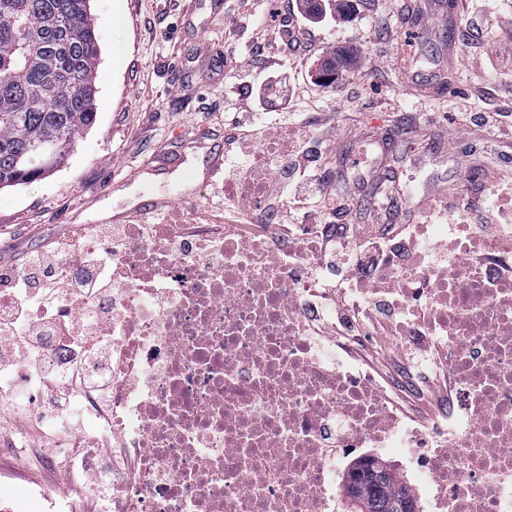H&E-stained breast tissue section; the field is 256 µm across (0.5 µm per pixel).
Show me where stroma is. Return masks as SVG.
Here are the masks:
<instances>
[{
	"instance_id": "obj_1",
	"label": "stroma",
	"mask_w": 512,
	"mask_h": 512,
	"mask_svg": "<svg viewBox=\"0 0 512 512\" xmlns=\"http://www.w3.org/2000/svg\"><path fill=\"white\" fill-rule=\"evenodd\" d=\"M400 0H353L347 22L321 18L313 27L317 47L362 44L391 70L381 91L361 84L327 86L320 81V57L302 62L317 82L308 91L325 109L366 98L347 112L335 171L346 181L360 178L372 162L373 132L388 134L384 162L395 168L413 196L467 185L492 168L512 178V159L482 151L478 139L449 149L448 138L462 132L456 95L447 91L414 96L397 83L392 70L411 61L419 76L445 71L449 83L472 97L471 111L512 113V66L483 72L476 65L451 68L448 47L479 10L512 14V0H445L448 19L424 21L408 34V46L392 48L382 25L394 19ZM263 0H90V18L99 35L96 69V120L83 132L65 163L40 180L0 189V263L21 262L35 248L54 245L82 224H120L168 208L179 218L186 204L198 206L205 224L224 221V145L231 129L224 104L240 90L218 73L217 56L233 49L252 57L254 71L263 60L252 55L245 34ZM232 33H225L226 23ZM427 113L448 116L446 132L424 125ZM428 145L413 162L405 142ZM6 464L11 482L0 486V512H26L28 488L56 487L46 468L24 465L15 456Z\"/></svg>"
}]
</instances>
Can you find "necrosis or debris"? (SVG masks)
<instances>
[{"label":"necrosis or debris","mask_w":512,"mask_h":512,"mask_svg":"<svg viewBox=\"0 0 512 512\" xmlns=\"http://www.w3.org/2000/svg\"><path fill=\"white\" fill-rule=\"evenodd\" d=\"M178 230L156 225L112 268L125 291L112 307V512H341V461L364 448L405 459L431 512H512V237L474 236L461 249L482 261L436 274L393 242L447 335L453 441L434 453L367 373L314 352L304 270L284 265L277 224L223 225L215 261L188 239L165 245ZM160 285L170 301L156 313L143 297Z\"/></svg>","instance_id":"obj_1"}]
</instances>
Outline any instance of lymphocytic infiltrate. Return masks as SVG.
I'll use <instances>...</instances> for the list:
<instances>
[{"label": "lymphocytic infiltrate", "instance_id": "obj_1", "mask_svg": "<svg viewBox=\"0 0 512 512\" xmlns=\"http://www.w3.org/2000/svg\"><path fill=\"white\" fill-rule=\"evenodd\" d=\"M316 11L304 0H292L281 10L267 0L253 21L252 38L258 51L273 49L266 58L263 78L228 108L225 121L234 134L227 154L237 176L260 168L267 172L264 206L281 224H332L336 235L313 239L294 237V246L283 256L286 262L302 263L321 293L322 310L335 314V339L364 332L356 353L362 364L378 378L391 368L408 364L424 370L429 389L448 384L440 360L441 339L401 337L411 311L404 294L397 290L390 273L397 267L390 250L391 237L421 240L424 227L457 206L456 193L432 192L416 207L402 205L396 177L388 168L374 167L367 176L347 188L336 183L331 160L341 131V118L334 112H301V87L297 80H284L282 55L311 52L308 39ZM336 60V79L375 85L383 68L361 45L331 48ZM289 83L281 99L282 117L267 121L257 116L259 107L282 83ZM272 152H264L266 144ZM495 197L482 186L468 188V223L476 233L503 237L512 235V217L500 198L512 195V181L498 178ZM366 198L381 223L370 238L360 236L353 223L358 198ZM231 215H253L256 208L245 194L224 198ZM80 249L45 246L28 252L15 265H0V283L8 301L0 306V442L17 449L27 463L49 464L65 475L70 494L95 486L96 505L107 512L112 506V423L105 414L112 408L111 373L92 374L86 358L111 362L112 301L122 298V287L112 283V265L128 248L130 236L123 224H91ZM391 295L397 317L383 315L373 297ZM391 333L392 350L378 343V333ZM63 334L77 359L58 364L50 346ZM42 401L43 413L33 418L31 406Z\"/></svg>", "mask_w": 512, "mask_h": 512}]
</instances>
